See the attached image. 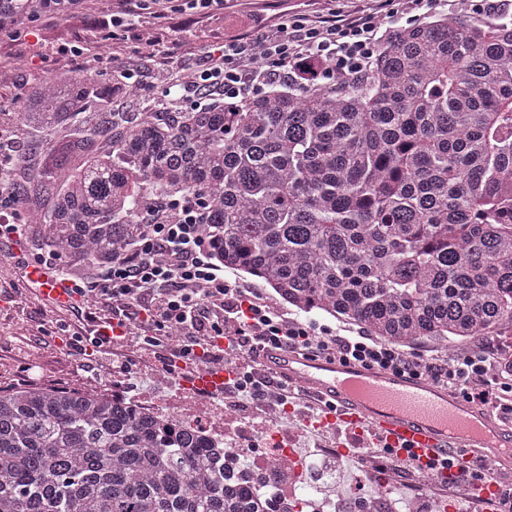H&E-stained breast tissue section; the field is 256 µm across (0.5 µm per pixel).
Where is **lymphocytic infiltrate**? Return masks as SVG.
Instances as JSON below:
<instances>
[{"label": "lymphocytic infiltrate", "instance_id": "1", "mask_svg": "<svg viewBox=\"0 0 512 512\" xmlns=\"http://www.w3.org/2000/svg\"><path fill=\"white\" fill-rule=\"evenodd\" d=\"M436 0H342L338 10H324L321 0H297L281 22L253 16V31L225 37L211 46L202 69L190 82L195 94L222 96L234 104L270 87L291 89L329 83L360 82L371 74L380 47L395 33L385 18L427 14ZM206 15L237 13L242 0H112L113 46L122 31L141 15L161 27L173 26L183 8ZM175 49L159 63L171 72V86L182 89L175 71ZM148 226L112 257L94 277L72 281L66 323L69 335L88 339L101 354L124 347L163 351L167 368L197 357L199 362L230 365L234 380L228 398L248 399L256 423L270 411L299 419L318 415L321 403L281 385L270 387L259 369L260 351L285 346L315 356L365 368L425 378L502 417H512V369L497 366L492 347L478 346L464 355L408 351L340 323L336 328L305 322L279 305L262 288L242 282L226 269L204 222L201 201L162 202L147 210ZM89 307H81V300ZM184 333L170 342L171 328ZM234 337L236 352L224 351Z\"/></svg>", "mask_w": 512, "mask_h": 512}]
</instances>
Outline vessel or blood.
I'll list each match as a JSON object with an SVG mask.
<instances>
[{"label": "vessel or blood", "mask_w": 512, "mask_h": 512, "mask_svg": "<svg viewBox=\"0 0 512 512\" xmlns=\"http://www.w3.org/2000/svg\"><path fill=\"white\" fill-rule=\"evenodd\" d=\"M28 278L46 301L67 302L68 284L58 276L32 266ZM262 361L272 385L285 384L325 402L319 426L350 434L349 454H357L361 441L373 435L423 466L448 455L464 467L479 456L512 462V430L432 381L288 348L265 350ZM233 376L231 367H217L202 371L195 383L219 390Z\"/></svg>", "instance_id": "b4317fda"}]
</instances>
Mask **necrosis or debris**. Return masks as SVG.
I'll list each match as a JSON object with an SVG mask.
<instances>
[{"label":"necrosis or debris","instance_id":"necrosis-or-debris-1","mask_svg":"<svg viewBox=\"0 0 512 512\" xmlns=\"http://www.w3.org/2000/svg\"><path fill=\"white\" fill-rule=\"evenodd\" d=\"M168 412L176 425L190 427L219 442L237 439L238 447L224 451V465L236 468L240 459H248L252 470L264 472L276 465L279 480L272 486L258 487L259 495L270 498L274 512H297L306 505L309 512H335L336 504L319 494L331 474L316 464L301 460L296 448L278 427L277 417L256 426L246 411L225 401L223 394L201 391L189 399L173 400Z\"/></svg>","mask_w":512,"mask_h":512}]
</instances>
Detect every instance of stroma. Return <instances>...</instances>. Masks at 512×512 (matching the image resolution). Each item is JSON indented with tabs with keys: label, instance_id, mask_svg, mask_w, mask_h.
<instances>
[{
	"label": "stroma",
	"instance_id": "35a3bbf8",
	"mask_svg": "<svg viewBox=\"0 0 512 512\" xmlns=\"http://www.w3.org/2000/svg\"><path fill=\"white\" fill-rule=\"evenodd\" d=\"M110 6L111 0H85L80 12L70 18H41L20 45L0 36V122L13 120L25 83L64 71L109 72L129 67L139 75L143 102L164 94L170 76L156 64L161 46L150 17H142L130 30L120 60L101 55L100 24ZM247 20L244 14L206 19L183 12L173 34L181 45L179 67L185 74L195 73L204 63L207 46ZM47 308V302L31 293L0 292V387L29 383L111 393L116 382L111 377V358L99 355L90 341L70 336L59 324L49 322ZM128 360L131 368L118 381L123 389L161 407L177 397H192V386L180 376L172 378L168 388L157 386L155 374L163 364L151 352H135Z\"/></svg>",
	"mask_w": 512,
	"mask_h": 512
}]
</instances>
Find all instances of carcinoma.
Masks as SVG:
<instances>
[{
    "mask_svg": "<svg viewBox=\"0 0 512 512\" xmlns=\"http://www.w3.org/2000/svg\"><path fill=\"white\" fill-rule=\"evenodd\" d=\"M74 0H0V33ZM96 70L31 83L0 178L36 246L93 275L148 205L200 198L224 265L303 313L459 353L512 335V21L398 31L368 79L117 112ZM224 448L103 393L0 388V512H263Z\"/></svg>",
    "mask_w": 512,
    "mask_h": 512,
    "instance_id": "cac0c4a2",
    "label": "carcinoma"
}]
</instances>
